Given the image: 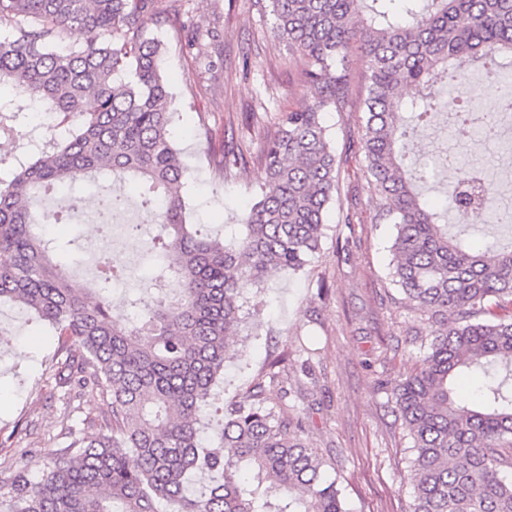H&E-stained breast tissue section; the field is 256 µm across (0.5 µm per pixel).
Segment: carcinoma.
<instances>
[{
    "instance_id": "carcinoma-1",
    "label": "carcinoma",
    "mask_w": 512,
    "mask_h": 512,
    "mask_svg": "<svg viewBox=\"0 0 512 512\" xmlns=\"http://www.w3.org/2000/svg\"><path fill=\"white\" fill-rule=\"evenodd\" d=\"M157 0H0V84L9 82L46 105L72 129L48 141L18 172L0 179V303L31 309L66 351L60 386H92L111 395V434L81 439L56 453L41 478L12 479L8 512H347L325 460L303 438L301 421L267 408L261 386L226 406L219 441L205 445L201 411L224 374L229 342L245 320L238 299L274 272L303 271L321 247L324 213L338 202L336 154L324 112L351 101L347 64L364 66L361 152L380 196L377 219L394 226L391 283L427 315L432 339L420 364L391 386L390 400L411 439L407 479L412 512H512V314L477 320L492 301L512 310V242L476 249L470 227L448 230L446 212L429 210L421 185L437 165L409 169L414 133L405 114L429 122L438 112L435 85L469 81L463 63L490 66L488 85L473 91L512 96L494 76L512 60V0H269L275 36L303 57L302 82L314 103L288 112L266 138L268 180L226 243L188 227L182 189L187 171L174 145L161 43L146 36L159 22ZM85 32L77 47L71 30ZM405 86L417 89L401 99ZM453 123L464 141L478 126L493 133L474 103ZM16 115L0 97V139L18 141ZM245 164L222 152V172ZM112 202L111 182L136 187L158 210L152 251L166 262L155 279L174 296L144 303L130 319L106 297L124 270L108 259L93 288L53 260L40 194L78 177ZM497 188L458 168L451 208L486 216ZM493 373L477 402L454 396L458 374ZM204 471L208 491L187 492Z\"/></svg>"
}]
</instances>
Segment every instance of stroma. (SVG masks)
Instances as JSON below:
<instances>
[{
    "label": "stroma",
    "instance_id": "stroma-1",
    "mask_svg": "<svg viewBox=\"0 0 512 512\" xmlns=\"http://www.w3.org/2000/svg\"><path fill=\"white\" fill-rule=\"evenodd\" d=\"M159 8L180 15L179 23L148 32L164 44L171 124L190 173L187 221L220 236L225 225L241 222L265 183L260 139L283 113L311 105L314 93L301 83L287 45L274 38L267 0H160ZM362 118L354 110L323 113L339 164V201L326 214L321 249L305 273H276L260 294L242 300L248 330L237 336L204 416L219 432L221 407L262 384L277 415L302 418L304 437L336 476L348 512H411L413 489L403 481L411 454L389 390L416 369L417 343L430 335L423 313L390 283L393 228L375 218L379 197L358 151ZM200 124L215 149L244 152V170L215 171L194 132ZM415 142L424 152L438 148L483 162L501 185L502 203H512V156L483 136L460 142L447 128L421 130ZM136 218L139 229L121 251L79 218L57 225L54 236L78 243L88 278L99 253L117 262L127 251L144 253L154 213L143 209ZM56 347L33 313L0 305V479L15 466L37 481L51 454L110 430L106 394L55 387ZM274 350L287 352L286 366L268 368Z\"/></svg>",
    "mask_w": 512,
    "mask_h": 512
}]
</instances>
